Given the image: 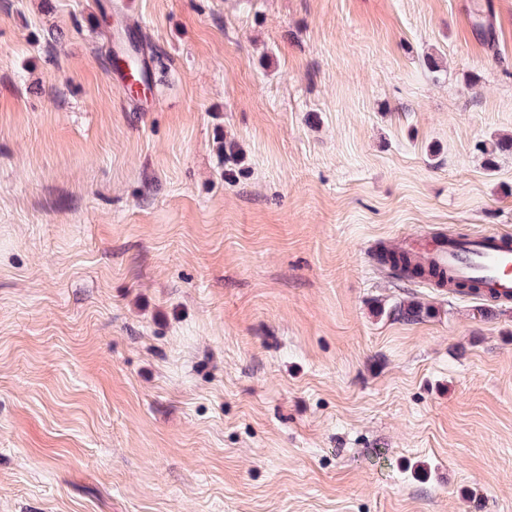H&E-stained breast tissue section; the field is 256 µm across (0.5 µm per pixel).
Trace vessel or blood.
<instances>
[{"instance_id":"b4317fda","label":"vessel or blood","mask_w":512,"mask_h":512,"mask_svg":"<svg viewBox=\"0 0 512 512\" xmlns=\"http://www.w3.org/2000/svg\"><path fill=\"white\" fill-rule=\"evenodd\" d=\"M413 250L426 265L443 272L449 285L474 284L485 297L512 302L511 234L425 237Z\"/></svg>"}]
</instances>
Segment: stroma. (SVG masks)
Returning <instances> with one entry per match:
<instances>
[{
  "instance_id": "obj_1",
  "label": "stroma",
  "mask_w": 512,
  "mask_h": 512,
  "mask_svg": "<svg viewBox=\"0 0 512 512\" xmlns=\"http://www.w3.org/2000/svg\"><path fill=\"white\" fill-rule=\"evenodd\" d=\"M510 135L512 0H0V512H512V304L374 256ZM151 69L138 67L135 61H131V74L144 85H150L152 78L155 76L164 77L168 71L167 59L164 55L150 50Z\"/></svg>"
}]
</instances>
